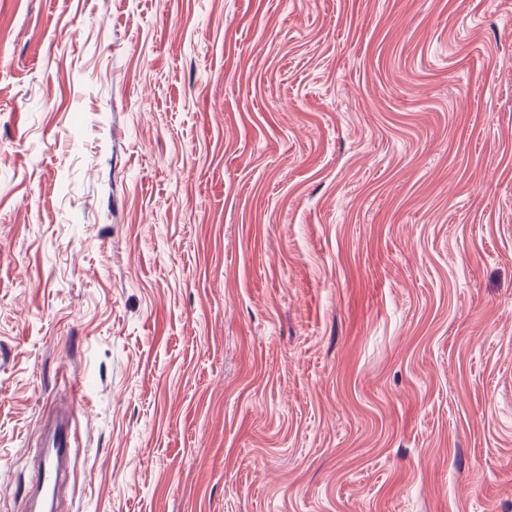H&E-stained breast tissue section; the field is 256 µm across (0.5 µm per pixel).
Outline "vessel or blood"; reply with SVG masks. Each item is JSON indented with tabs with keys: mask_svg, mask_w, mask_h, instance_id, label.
Returning a JSON list of instances; mask_svg holds the SVG:
<instances>
[{
	"mask_svg": "<svg viewBox=\"0 0 512 512\" xmlns=\"http://www.w3.org/2000/svg\"><path fill=\"white\" fill-rule=\"evenodd\" d=\"M51 433L43 448L37 449L40 462L35 471L33 496L45 501L56 500L64 466L69 461L74 446L72 409L60 406L54 409L49 422Z\"/></svg>",
	"mask_w": 512,
	"mask_h": 512,
	"instance_id": "1",
	"label": "vessel or blood"
}]
</instances>
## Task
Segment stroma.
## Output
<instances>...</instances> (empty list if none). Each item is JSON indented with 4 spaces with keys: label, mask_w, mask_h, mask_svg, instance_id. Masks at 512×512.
I'll return each instance as SVG.
<instances>
[{
    "label": "stroma",
    "mask_w": 512,
    "mask_h": 512,
    "mask_svg": "<svg viewBox=\"0 0 512 512\" xmlns=\"http://www.w3.org/2000/svg\"><path fill=\"white\" fill-rule=\"evenodd\" d=\"M512 512V0H0V512ZM51 433L43 448H37L34 456L39 459L33 480L32 508L40 500H51V507L56 509L57 493L65 474L64 465L70 460L74 448V429L70 405L54 409L49 422ZM44 457V459H43ZM37 510L35 512H54Z\"/></svg>",
    "instance_id": "35a3bbf8"
}]
</instances>
